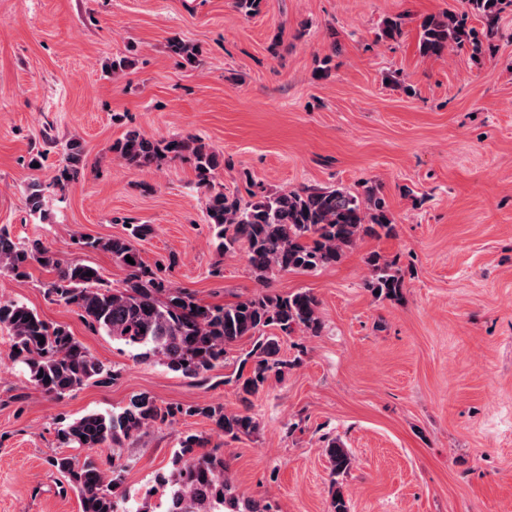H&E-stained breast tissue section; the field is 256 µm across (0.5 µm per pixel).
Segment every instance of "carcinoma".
<instances>
[{
  "label": "carcinoma",
  "mask_w": 512,
  "mask_h": 512,
  "mask_svg": "<svg viewBox=\"0 0 512 512\" xmlns=\"http://www.w3.org/2000/svg\"><path fill=\"white\" fill-rule=\"evenodd\" d=\"M466 5L461 15L448 13L422 20L421 56L440 57L454 46L465 45L473 55L481 54L483 41L468 27V16L482 20L484 37L489 39L497 33L501 13L512 6V0H466ZM169 50L188 62L196 58V48L176 38L169 41ZM111 150L138 168L189 160L197 184L210 190L206 220L218 247L226 252L244 248L252 272L263 283L276 274L333 266L364 235L394 234L389 204L372 187L359 192L311 186L269 193L248 179L245 193H226L212 188L215 171L224 166L223 155L196 136L153 139L133 129L115 140ZM85 168L82 142L68 141L54 185L65 190L84 175ZM42 198V184L31 181L27 195L31 211L41 210ZM123 224L126 233L121 236L76 241L78 250L108 252L124 268L126 276L119 288L106 285L100 272L81 260L58 257L39 238L15 240L5 226H0V273L18 280L29 277L35 264L51 270L54 277L43 284L47 299L73 308L92 331L143 348L144 355L186 378L204 376L224 362L230 347L244 338L251 340V349L240 359L235 376L245 402L263 390L271 375L280 376L287 368V362L278 358L280 337L298 329L313 336L321 332L319 301L306 290L287 295L260 293L224 306L199 302L185 290L172 287L141 259L136 244L151 237L154 227L129 220ZM128 256L135 264L126 261ZM369 264L370 291L379 299H399L403 288L399 269L377 254L369 258ZM0 327L9 332L13 357L44 394L64 398L115 377L66 327L48 324L22 303L0 300ZM183 415H201L232 438L250 436L258 429L257 419L247 409L227 413L221 406L160 404L139 395L119 413L92 412L58 428L60 445L84 450L86 455L80 459L61 454L51 460V466L78 494L81 512H129L121 471L103 468L96 452L119 447L143 430ZM325 452L332 476L350 470L348 449L333 440ZM171 464L170 474L157 476V487L152 489L159 502L153 505L145 500L136 512H272L269 504L240 498L224 454L207 448V441L197 434L179 438Z\"/></svg>",
  "instance_id": "obj_1"
}]
</instances>
